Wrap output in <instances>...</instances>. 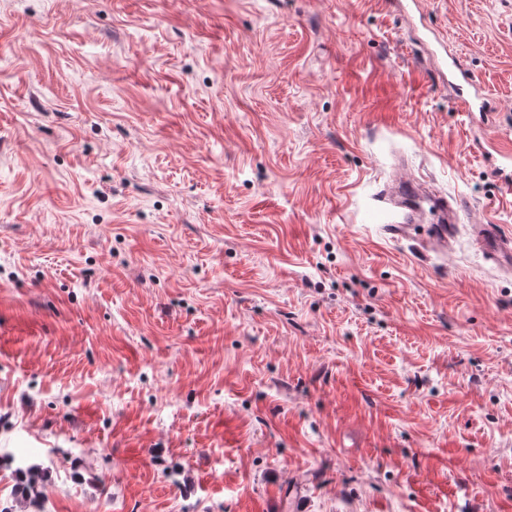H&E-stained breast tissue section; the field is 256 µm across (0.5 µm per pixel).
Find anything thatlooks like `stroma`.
I'll return each mask as SVG.
<instances>
[{
    "instance_id": "stroma-1",
    "label": "stroma",
    "mask_w": 512,
    "mask_h": 512,
    "mask_svg": "<svg viewBox=\"0 0 512 512\" xmlns=\"http://www.w3.org/2000/svg\"><path fill=\"white\" fill-rule=\"evenodd\" d=\"M457 59L491 101L464 111ZM468 205L394 239L385 184ZM512 0H0V512H512ZM477 239L481 245L491 254L507 256L509 261L512 257V248L509 247L510 237L503 235L492 224L474 225Z\"/></svg>"
}]
</instances>
